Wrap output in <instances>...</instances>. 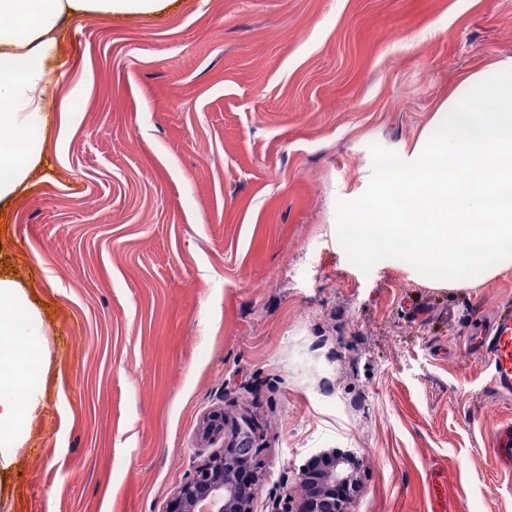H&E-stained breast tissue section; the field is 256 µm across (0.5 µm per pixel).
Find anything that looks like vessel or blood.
I'll list each match as a JSON object with an SVG mask.
<instances>
[{"mask_svg": "<svg viewBox=\"0 0 512 512\" xmlns=\"http://www.w3.org/2000/svg\"><path fill=\"white\" fill-rule=\"evenodd\" d=\"M471 349L486 358L491 386L503 396L512 395V312L495 315L488 329L474 333ZM496 461L500 470L512 471V423L501 424L494 434Z\"/></svg>", "mask_w": 512, "mask_h": 512, "instance_id": "obj_1", "label": "vessel or blood"}]
</instances>
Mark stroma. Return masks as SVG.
Listing matches in <instances>:
<instances>
[{
    "label": "stroma",
    "mask_w": 512,
    "mask_h": 512,
    "mask_svg": "<svg viewBox=\"0 0 512 512\" xmlns=\"http://www.w3.org/2000/svg\"><path fill=\"white\" fill-rule=\"evenodd\" d=\"M62 50L75 131L0 215L45 349L0 512H165L219 407L252 429L257 512L327 448L363 461L351 512H512L492 445L512 398L466 341L512 306V268L453 290L393 258L366 273L336 219L370 144L409 148L512 56V0H172L72 19Z\"/></svg>",
    "instance_id": "obj_1"
}]
</instances>
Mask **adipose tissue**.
<instances>
[{"label":"adipose tissue","mask_w":512,"mask_h":512,"mask_svg":"<svg viewBox=\"0 0 512 512\" xmlns=\"http://www.w3.org/2000/svg\"><path fill=\"white\" fill-rule=\"evenodd\" d=\"M167 0H0V205L31 185L50 134L70 135L74 115L51 98L46 73L62 63L71 18L149 15ZM42 321L16 282L0 278V463H10L42 394Z\"/></svg>","instance_id":"1"}]
</instances>
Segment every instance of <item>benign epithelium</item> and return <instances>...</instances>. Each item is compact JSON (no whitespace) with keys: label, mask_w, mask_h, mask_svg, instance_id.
<instances>
[{"label":"benign epithelium","mask_w":512,"mask_h":512,"mask_svg":"<svg viewBox=\"0 0 512 512\" xmlns=\"http://www.w3.org/2000/svg\"><path fill=\"white\" fill-rule=\"evenodd\" d=\"M201 435L222 439L174 491L167 512H255L254 503L263 481L252 447L239 425H229L224 409L204 416ZM360 463L349 450L329 448L295 472L292 484L273 505L272 512H349L348 505L362 489Z\"/></svg>","instance_id":"benign-epithelium-1"}]
</instances>
